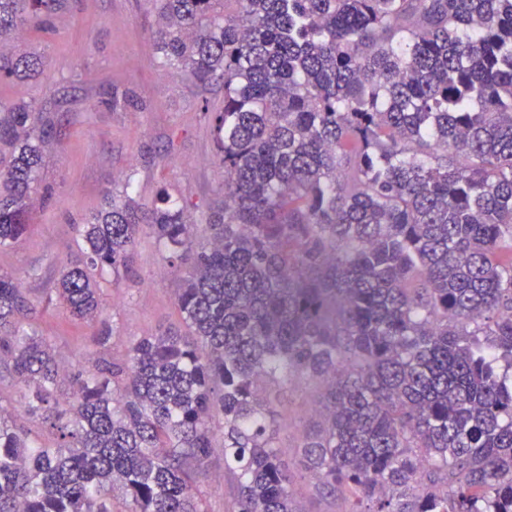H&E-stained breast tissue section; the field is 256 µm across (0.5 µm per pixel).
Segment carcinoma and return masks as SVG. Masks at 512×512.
Segmentation results:
<instances>
[{
  "instance_id": "obj_1",
  "label": "carcinoma",
  "mask_w": 512,
  "mask_h": 512,
  "mask_svg": "<svg viewBox=\"0 0 512 512\" xmlns=\"http://www.w3.org/2000/svg\"><path fill=\"white\" fill-rule=\"evenodd\" d=\"M61 0H0V38L49 32ZM162 64L222 86L204 112L224 168L203 232L163 189L78 225L47 303L100 320L104 273L129 279L139 224L185 258V335L100 356L57 395L60 353L0 272V380L48 446L6 420L0 512H207L217 463L235 512H301L309 476L347 512H512V0H149ZM43 73L0 50V82ZM47 123L0 107V249L28 233ZM325 390L293 467L277 391Z\"/></svg>"
}]
</instances>
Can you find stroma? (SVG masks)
Here are the masks:
<instances>
[{"label": "stroma", "instance_id": "stroma-1", "mask_svg": "<svg viewBox=\"0 0 512 512\" xmlns=\"http://www.w3.org/2000/svg\"><path fill=\"white\" fill-rule=\"evenodd\" d=\"M157 15L147 0H65L56 28L19 29L7 49H37L42 75L0 84V103L32 101L52 129L43 145L41 183L46 190L31 210V226L15 247L0 250V269L14 273L36 313L28 320L60 351L67 371L90 368L100 326L78 323L44 301L63 260L83 246L76 227L119 194L126 176L151 207L158 191L199 203L193 221H209L222 198L224 171L200 112L213 92L183 68L161 65L155 47ZM180 277L149 232L139 236L133 275L104 291L103 316L125 340L168 330L183 333L176 308ZM320 387L302 382L282 396L278 445L293 461L301 430L315 426Z\"/></svg>", "mask_w": 512, "mask_h": 512}]
</instances>
